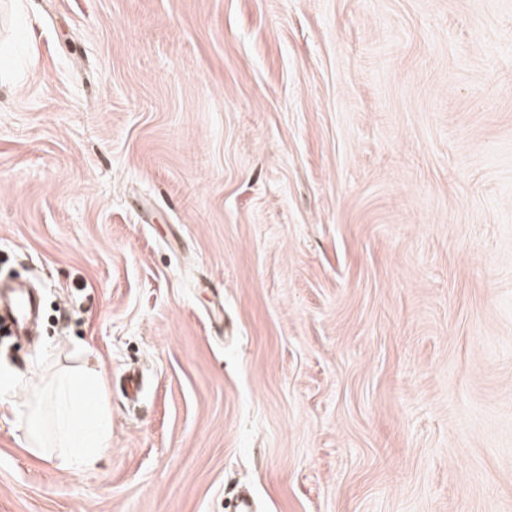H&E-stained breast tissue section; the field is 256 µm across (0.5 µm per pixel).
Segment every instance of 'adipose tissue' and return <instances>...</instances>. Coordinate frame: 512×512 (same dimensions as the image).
<instances>
[{
  "label": "adipose tissue",
  "instance_id": "obj_1",
  "mask_svg": "<svg viewBox=\"0 0 512 512\" xmlns=\"http://www.w3.org/2000/svg\"><path fill=\"white\" fill-rule=\"evenodd\" d=\"M52 413L48 422L31 419L30 445L39 448L43 429H50L70 466H91L112 440V418L104 403L101 371L86 365L59 374L52 386Z\"/></svg>",
  "mask_w": 512,
  "mask_h": 512
}]
</instances>
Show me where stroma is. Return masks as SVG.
<instances>
[{
  "label": "stroma",
  "mask_w": 512,
  "mask_h": 512,
  "mask_svg": "<svg viewBox=\"0 0 512 512\" xmlns=\"http://www.w3.org/2000/svg\"><path fill=\"white\" fill-rule=\"evenodd\" d=\"M0 260V512H512V0H0ZM39 309V299L29 289L21 288L15 300L14 308L10 320L16 331L27 332L29 325L32 323L31 316ZM5 327H8L11 331V335L7 336L12 342L16 343L21 340H31L42 335L43 324L41 321V315L37 320L33 322L31 330L26 335H20L16 333L11 326H8L7 322L0 321ZM18 335V336H15ZM20 336H26L22 338ZM48 428L60 457L72 467L93 465L112 440V418L104 404L101 371L85 365L59 374L53 382Z\"/></svg>",
  "instance_id": "1"
}]
</instances>
